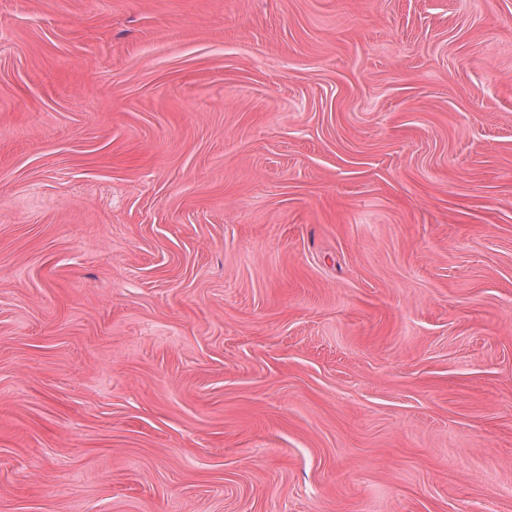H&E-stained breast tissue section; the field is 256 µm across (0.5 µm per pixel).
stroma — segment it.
<instances>
[{
	"label": "stroma",
	"instance_id": "obj_1",
	"mask_svg": "<svg viewBox=\"0 0 512 512\" xmlns=\"http://www.w3.org/2000/svg\"><path fill=\"white\" fill-rule=\"evenodd\" d=\"M0 512H512V0H0Z\"/></svg>",
	"mask_w": 512,
	"mask_h": 512
}]
</instances>
